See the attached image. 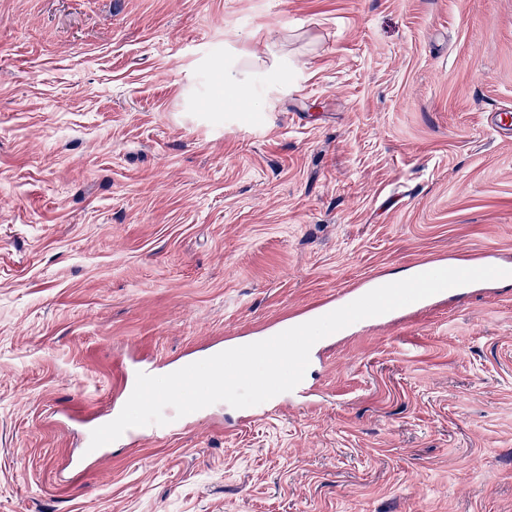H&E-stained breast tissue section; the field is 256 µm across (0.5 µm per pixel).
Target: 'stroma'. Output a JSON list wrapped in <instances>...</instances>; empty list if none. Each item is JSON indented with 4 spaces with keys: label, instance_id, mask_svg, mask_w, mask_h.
I'll list each match as a JSON object with an SVG mask.
<instances>
[{
    "label": "stroma",
    "instance_id": "stroma-1",
    "mask_svg": "<svg viewBox=\"0 0 512 512\" xmlns=\"http://www.w3.org/2000/svg\"><path fill=\"white\" fill-rule=\"evenodd\" d=\"M498 110L512 0H0V512H512V279L326 341L317 408L68 465L141 361L512 265Z\"/></svg>",
    "mask_w": 512,
    "mask_h": 512
}]
</instances>
